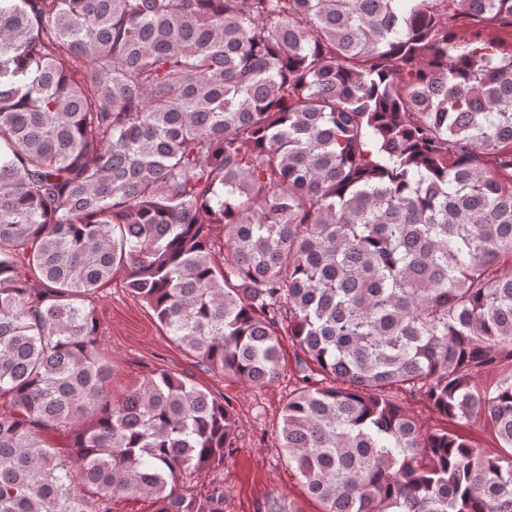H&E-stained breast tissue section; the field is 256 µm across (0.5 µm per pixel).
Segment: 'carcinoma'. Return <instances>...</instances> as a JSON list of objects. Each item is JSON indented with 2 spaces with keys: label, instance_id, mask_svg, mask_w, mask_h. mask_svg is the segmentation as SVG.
<instances>
[{
  "label": "carcinoma",
  "instance_id": "cac0c4a2",
  "mask_svg": "<svg viewBox=\"0 0 512 512\" xmlns=\"http://www.w3.org/2000/svg\"><path fill=\"white\" fill-rule=\"evenodd\" d=\"M489 27L512 0H0V512H224L187 483L233 450L229 405L165 371L107 397L86 301L118 273L226 377L275 382L288 337L276 437L322 512H512V371L474 385L512 362ZM398 403L414 416L423 429H431L442 425L441 417L432 411L419 397L410 393H399ZM462 423L464 424L460 425L457 430L468 436L478 448H482L487 452L495 448V443L489 429L483 426L482 423ZM111 507L112 512H155L156 509L153 499L142 494H117Z\"/></svg>",
  "mask_w": 512,
  "mask_h": 512
}]
</instances>
